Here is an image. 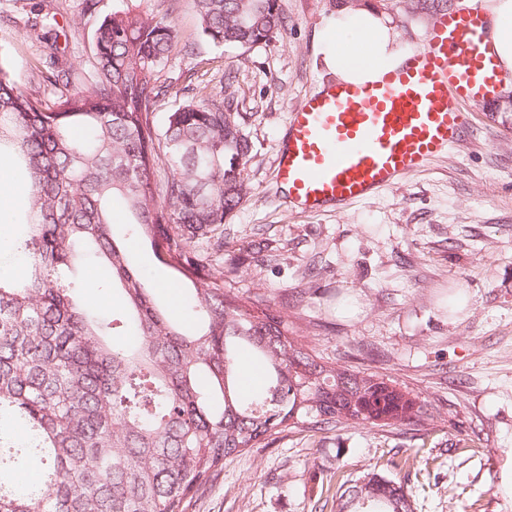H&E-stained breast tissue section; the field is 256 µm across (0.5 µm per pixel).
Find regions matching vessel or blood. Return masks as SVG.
Returning a JSON list of instances; mask_svg holds the SVG:
<instances>
[{
	"label": "vessel or blood",
	"mask_w": 512,
	"mask_h": 512,
	"mask_svg": "<svg viewBox=\"0 0 512 512\" xmlns=\"http://www.w3.org/2000/svg\"><path fill=\"white\" fill-rule=\"evenodd\" d=\"M489 27L483 0H463L381 79L305 97L290 114L276 161L289 209L343 211L460 147L467 107L491 99L504 80L488 49Z\"/></svg>",
	"instance_id": "b4317fda"
}]
</instances>
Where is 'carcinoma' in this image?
<instances>
[{
  "label": "carcinoma",
  "mask_w": 512,
  "mask_h": 512,
  "mask_svg": "<svg viewBox=\"0 0 512 512\" xmlns=\"http://www.w3.org/2000/svg\"><path fill=\"white\" fill-rule=\"evenodd\" d=\"M193 3L215 44L252 48L287 26L283 0ZM451 10L453 0H416L412 16ZM176 43L169 18L116 11L94 31L91 86L52 47L42 73L56 91L50 104L0 60V157L28 187L25 271L0 275V440L26 434L18 463L36 459L43 473L17 489L0 468V512H182L224 461L286 431L433 417L428 401L378 374L321 358L262 300L224 291V263L203 239L246 198L252 144L229 76L224 97L200 89L157 127ZM116 224L186 286L193 320L157 301ZM84 246L120 294L119 312L76 301L68 273ZM121 330L134 341L110 343ZM242 354L265 372L256 393L242 388ZM337 493L338 512H413L404 484L375 470L340 480Z\"/></svg>",
  "instance_id": "carcinoma-1"
}]
</instances>
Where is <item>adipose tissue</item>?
I'll return each instance as SVG.
<instances>
[{
	"label": "adipose tissue",
	"mask_w": 512,
	"mask_h": 512,
	"mask_svg": "<svg viewBox=\"0 0 512 512\" xmlns=\"http://www.w3.org/2000/svg\"><path fill=\"white\" fill-rule=\"evenodd\" d=\"M490 51L503 73L512 74V0H488ZM325 64L342 83L377 80L402 64L407 54L390 19L360 7L341 11L319 33Z\"/></svg>",
	"instance_id": "1"
}]
</instances>
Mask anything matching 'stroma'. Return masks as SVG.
<instances>
[{"label": "stroma", "instance_id": "1", "mask_svg": "<svg viewBox=\"0 0 512 512\" xmlns=\"http://www.w3.org/2000/svg\"><path fill=\"white\" fill-rule=\"evenodd\" d=\"M288 25L252 48L216 46L202 35L193 0H0V55L13 79L43 101L49 45L89 79L91 41L112 12L169 15L178 41L165 68L180 93L233 88L252 142L249 193L211 244L224 250V288L263 299L288 316L320 356L381 375L432 405V419L403 430L346 427L285 432L266 447L225 461L184 512H336V476L373 467L405 482L414 512H512V115L497 100L473 110L465 143L427 171L340 214L300 217L276 196L274 165L288 117L303 97L331 83L320 28L344 7L387 15L402 48L421 47L426 26L410 0H283ZM80 29H73L74 19ZM131 256L158 299L191 318L176 280L149 247ZM428 466L402 468L406 449Z\"/></svg>", "mask_w": 512, "mask_h": 512}]
</instances>
